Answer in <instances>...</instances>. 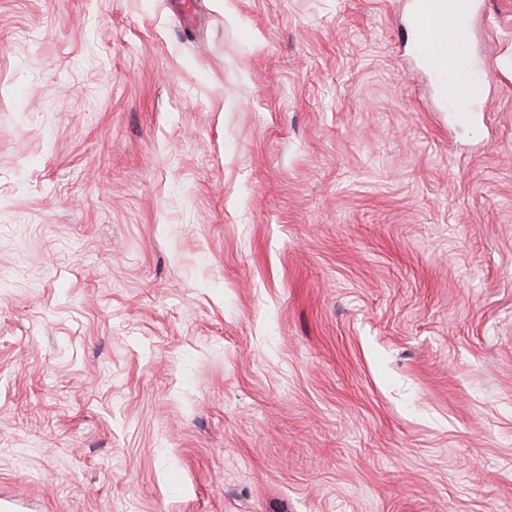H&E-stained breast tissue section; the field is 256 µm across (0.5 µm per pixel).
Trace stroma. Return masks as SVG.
Returning a JSON list of instances; mask_svg holds the SVG:
<instances>
[{"instance_id": "35a3bbf8", "label": "stroma", "mask_w": 512, "mask_h": 512, "mask_svg": "<svg viewBox=\"0 0 512 512\" xmlns=\"http://www.w3.org/2000/svg\"><path fill=\"white\" fill-rule=\"evenodd\" d=\"M195 2L0 0V501L512 512V0ZM477 0H414L412 23L419 33L418 52L424 68L445 78L462 65L457 55V23L470 17ZM439 34L438 38H435ZM474 91L473 87H465L457 81L443 80L439 86V97L451 107L471 97Z\"/></svg>"}]
</instances>
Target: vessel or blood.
<instances>
[{
	"instance_id": "obj_1",
	"label": "vessel or blood",
	"mask_w": 512,
	"mask_h": 512,
	"mask_svg": "<svg viewBox=\"0 0 512 512\" xmlns=\"http://www.w3.org/2000/svg\"><path fill=\"white\" fill-rule=\"evenodd\" d=\"M476 0H414L412 23L419 33L418 52L424 68L441 77L439 97L453 106L469 98L472 88L448 80L451 70L461 66L457 55L458 23L464 22L474 10Z\"/></svg>"
}]
</instances>
